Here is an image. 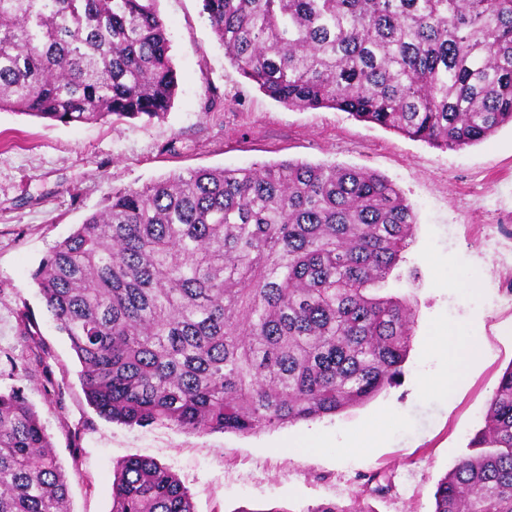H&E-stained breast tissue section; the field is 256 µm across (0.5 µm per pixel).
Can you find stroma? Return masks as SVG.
<instances>
[{
	"label": "stroma",
	"mask_w": 512,
	"mask_h": 512,
	"mask_svg": "<svg viewBox=\"0 0 512 512\" xmlns=\"http://www.w3.org/2000/svg\"><path fill=\"white\" fill-rule=\"evenodd\" d=\"M178 90L164 119L63 125L0 112V391L22 388L68 478L70 512H110L113 471L137 455L168 467L196 512H310L361 501L373 512H434L439 480L469 454L498 381L512 365V126L445 150L334 109L271 100L225 55L200 0H158ZM375 171L413 208L399 264L415 282L388 293L415 310L399 382L336 415L253 435L128 426L99 417L66 336L32 278L40 260L115 188L202 168L283 160ZM33 318L19 335V313ZM478 348L454 391H425L447 359L437 344ZM324 433L327 447H305ZM390 490L364 492L367 476Z\"/></svg>",
	"instance_id": "obj_1"
}]
</instances>
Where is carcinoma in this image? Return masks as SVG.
<instances>
[{
    "instance_id": "carcinoma-1",
    "label": "carcinoma",
    "mask_w": 512,
    "mask_h": 512,
    "mask_svg": "<svg viewBox=\"0 0 512 512\" xmlns=\"http://www.w3.org/2000/svg\"><path fill=\"white\" fill-rule=\"evenodd\" d=\"M270 99L331 108L458 150L512 124V0H201ZM158 0H0V112L151 121L178 82ZM412 207L384 176L284 161L112 191L33 280L89 404L125 425L257 433L361 405L402 375L414 310L381 295ZM434 512H512V365ZM68 483L20 388L0 392V512H68ZM111 512H195L132 456Z\"/></svg>"
}]
</instances>
